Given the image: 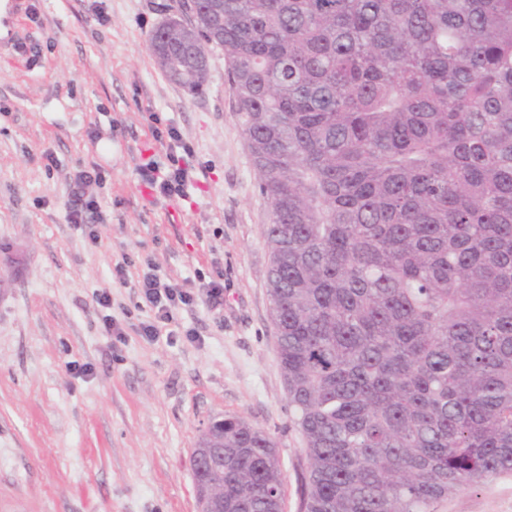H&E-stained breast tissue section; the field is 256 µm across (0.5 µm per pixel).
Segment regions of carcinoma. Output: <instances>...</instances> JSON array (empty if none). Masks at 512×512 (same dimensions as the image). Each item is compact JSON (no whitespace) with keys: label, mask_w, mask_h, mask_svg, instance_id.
<instances>
[{"label":"carcinoma","mask_w":512,"mask_h":512,"mask_svg":"<svg viewBox=\"0 0 512 512\" xmlns=\"http://www.w3.org/2000/svg\"><path fill=\"white\" fill-rule=\"evenodd\" d=\"M154 30L226 76L270 201L268 294L302 512H431L512 473V0H187ZM224 512H279L275 442L214 426Z\"/></svg>","instance_id":"cac0c4a2"}]
</instances>
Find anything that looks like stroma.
Listing matches in <instances>:
<instances>
[{
  "label": "stroma",
  "instance_id": "stroma-1",
  "mask_svg": "<svg viewBox=\"0 0 512 512\" xmlns=\"http://www.w3.org/2000/svg\"><path fill=\"white\" fill-rule=\"evenodd\" d=\"M167 2L18 0V43L0 44V512H198L192 451L225 415L270 433L283 512H301L305 440L267 290L270 205L223 51L195 96L152 55ZM157 115L192 150L193 185L173 202L146 196L138 174L147 159L168 162ZM81 168L102 176L86 189L105 217L94 242L65 219ZM148 262L192 294L223 282V304L179 307L168 334L143 336ZM102 288L120 335L102 333ZM433 512H512V476Z\"/></svg>",
  "mask_w": 512,
  "mask_h": 512
}]
</instances>
